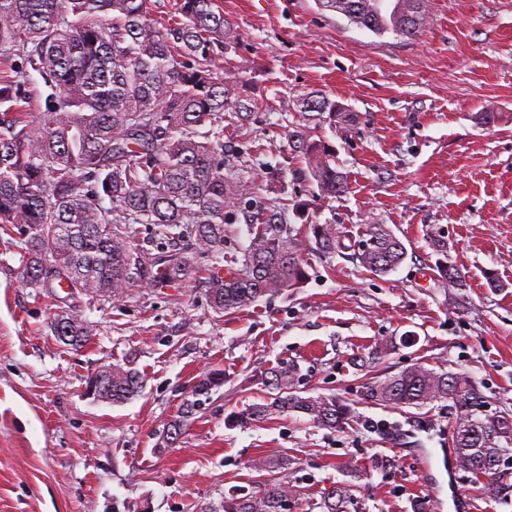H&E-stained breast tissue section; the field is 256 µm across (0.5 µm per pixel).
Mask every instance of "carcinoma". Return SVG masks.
I'll list each match as a JSON object with an SVG mask.
<instances>
[{
  "label": "carcinoma",
  "instance_id": "obj_1",
  "mask_svg": "<svg viewBox=\"0 0 512 512\" xmlns=\"http://www.w3.org/2000/svg\"><path fill=\"white\" fill-rule=\"evenodd\" d=\"M349 23L375 35L418 36L429 23L426 0H318ZM237 36L218 0H176L167 18L149 0H0V229L21 232L20 274L35 288L67 295L115 297L137 283L157 286L184 277L196 257L220 262L225 216L250 193L240 164L224 158V125L239 127L261 107L247 83L216 76V51L235 48ZM49 93L44 110L27 109L32 74ZM285 112H316L348 136L356 118L320 90L280 104ZM300 159L295 179L322 198L347 181L334 147L308 124L288 132ZM182 238L186 247L154 254L131 225ZM253 229L242 260L216 267L207 280L212 307L233 312L260 298L300 287L308 278L303 244L275 201L248 216ZM315 250L346 248L329 224H311ZM402 241L386 224H372L356 253L366 271L385 275L405 259ZM59 341L80 347L91 330L79 316L52 323ZM99 396L114 404L137 396L141 374L129 365L101 370ZM300 369L282 363L265 372L266 395L235 416L247 426L292 413L342 430L353 409L336 396L304 395ZM219 372L194 386L195 400L223 385ZM363 398L376 405L423 408L450 401L452 444L459 467L500 500L512 498L506 462L512 461V414H485L487 400L471 379L414 365L395 375L371 376ZM293 494L271 481L226 500L223 512H284ZM350 486L340 484L319 503L321 512H350Z\"/></svg>",
  "mask_w": 512,
  "mask_h": 512
}]
</instances>
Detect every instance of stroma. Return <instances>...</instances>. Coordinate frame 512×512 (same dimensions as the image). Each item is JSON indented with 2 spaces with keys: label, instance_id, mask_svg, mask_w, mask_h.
Masks as SVG:
<instances>
[{
  "label": "stroma",
  "instance_id": "stroma-1",
  "mask_svg": "<svg viewBox=\"0 0 512 512\" xmlns=\"http://www.w3.org/2000/svg\"><path fill=\"white\" fill-rule=\"evenodd\" d=\"M220 3L238 43L233 70L220 60L216 72L267 103L224 131L225 154L244 160L252 187L227 215L225 260L248 246L245 218L265 202L272 170L285 203L302 208L299 239L309 223L332 224L354 247L385 224L407 257L379 277L350 255L308 249L300 288L225 313L209 303L207 259L160 288L69 298L24 285L19 238L0 232V512H222L225 496L275 476L281 459L299 489L294 512H313L346 481L360 512H456L461 497L471 512H512L459 468L446 402L418 411L361 399L368 371L417 364L475 380L490 411L512 412V0H427L414 40L376 36L317 0ZM314 89L358 116L344 139L319 128L348 181L325 201L292 177L288 130L303 115L280 109ZM434 232L463 287L438 272ZM64 313L91 326L83 347L54 336ZM380 345L386 354L367 369ZM283 361L299 365L302 389L348 402L354 421L341 431L302 416L234 425L264 395L261 374ZM115 364L140 372V395L87 396L89 377ZM213 371L223 385L161 447L197 378ZM349 464L359 476L347 478Z\"/></svg>",
  "mask_w": 512,
  "mask_h": 512
}]
</instances>
